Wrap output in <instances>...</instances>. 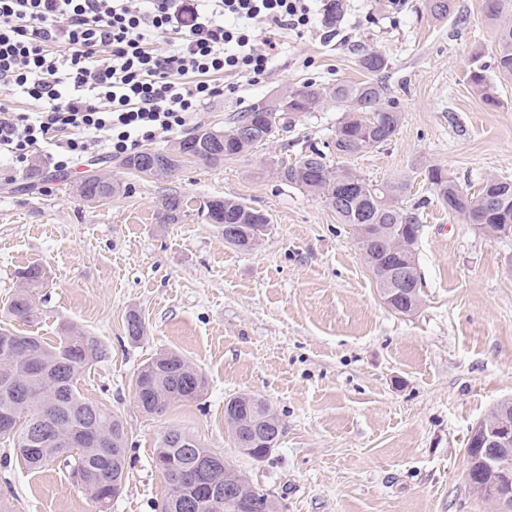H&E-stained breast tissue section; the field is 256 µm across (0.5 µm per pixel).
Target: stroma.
Segmentation results:
<instances>
[{"instance_id":"stroma-1","label":"stroma","mask_w":512,"mask_h":512,"mask_svg":"<svg viewBox=\"0 0 512 512\" xmlns=\"http://www.w3.org/2000/svg\"><path fill=\"white\" fill-rule=\"evenodd\" d=\"M450 3L438 20L427 0H405L397 12L387 0H346L341 37L276 33L282 50L270 71L233 78V90L205 101L189 124L221 130L272 94L362 81L360 55H384L379 80L402 120L391 141L348 165L379 183L411 180L406 203L423 225L415 314L384 304L352 227L324 199L273 174L276 161L331 141L342 118L333 103L244 157L186 159L170 177L127 170L102 147L67 173L41 154L25 170L0 157V328L52 342L74 326L106 349L79 389L126 427L128 476L111 512H159L168 485L153 453L174 426L223 454L278 512H496L468 483L466 443L512 400V236L449 214L420 172L443 166L473 193L488 177L512 180V79L493 78V108L469 87L470 59L491 55L496 31L483 0ZM95 175L126 193L85 202L77 187ZM169 195L184 209L161 224ZM211 197L268 216L255 246H230L223 225L203 220L199 205ZM32 265L47 278L33 292L35 320L23 323L7 308ZM133 313L145 325L137 340L126 329ZM163 351L193 364L207 390L149 417L132 378ZM240 393L265 398L284 423L265 460L243 454L224 420L225 402ZM0 495L15 512H95L62 463L29 471L1 442Z\"/></svg>"}]
</instances>
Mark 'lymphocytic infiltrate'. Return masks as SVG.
<instances>
[{
    "label": "lymphocytic infiltrate",
    "mask_w": 512,
    "mask_h": 512,
    "mask_svg": "<svg viewBox=\"0 0 512 512\" xmlns=\"http://www.w3.org/2000/svg\"><path fill=\"white\" fill-rule=\"evenodd\" d=\"M326 0H0V153L67 171L178 132L221 77L263 76L275 30L304 33ZM168 42L154 49L155 38Z\"/></svg>",
    "instance_id": "lymphocytic-infiltrate-1"
}]
</instances>
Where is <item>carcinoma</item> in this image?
Segmentation results:
<instances>
[{
  "label": "carcinoma",
  "mask_w": 512,
  "mask_h": 512,
  "mask_svg": "<svg viewBox=\"0 0 512 512\" xmlns=\"http://www.w3.org/2000/svg\"><path fill=\"white\" fill-rule=\"evenodd\" d=\"M512 0H484L486 17L496 27L497 48L494 68L499 75L512 78V21L507 18ZM388 59L376 52H365L359 66L368 79L353 84L322 86L306 84L288 91V116L271 120L267 102L255 104L230 128L222 131L195 130L177 142L169 151H143L127 156L122 165L148 176H168L178 169L186 152L209 163L226 160V154L241 157L256 144L268 141L280 131L292 127L297 118L331 101L343 112L336 126L331 144L336 157L349 160L367 149L378 147L395 135L401 112L393 103L383 102L385 88L375 76L388 68ZM466 81L489 107L499 105L488 76V65L482 53L476 52L466 71ZM246 123L258 133V138L240 142L235 137L240 125ZM276 177L324 199L336 212L340 223L352 227L374 224V235L359 242L363 259L376 279L381 298L392 310L412 315L417 312L414 295L393 301L384 289L389 272L401 264L402 250L394 245L411 247L415 276L418 273L416 247L420 236L421 217L417 208L403 205L411 183L406 178L381 184L366 180L360 174L341 164L332 165L327 154L317 147H308L292 163L275 167ZM424 180L448 213L463 217L469 224L512 225V181L489 178L477 193L465 190L448 170L430 165L424 170ZM83 198L97 197L104 201L120 191V185L98 176L84 180ZM183 211V200L168 196L162 204L159 220L174 223ZM199 211L207 223L224 225V240L242 250L251 248L262 229L269 224L266 214L231 198L204 201ZM25 288L14 294L8 313L16 320L31 322L36 317L32 289L41 286L45 273L39 266H31L20 273ZM106 350L96 340L72 327L48 344L39 336L21 334L0 328V415L16 418L12 429L0 432L1 439L11 441L17 457L30 470H38L56 461L62 455L73 466L84 471L82 488L96 504L112 502L118 487L127 474V434L122 419L102 404L93 402L78 388L81 375L93 364L106 359ZM23 376L32 401L15 397L5 384ZM206 379L188 360L172 351H164L142 364L133 379L134 400L146 414H160L170 404L197 401L204 394ZM236 416L233 438L237 445L250 439L248 426L263 422L270 430H283L280 418L268 401L253 394H240L227 400ZM61 411L70 417L68 427L78 435L71 448H64L58 436L45 439L33 448L29 429L40 422L48 411ZM95 413L103 425L102 434L88 431L85 415ZM210 449L193 434L177 427L164 432L154 459L169 463L162 474L169 485V494L162 512H236L245 502L256 500L265 505L264 512H276V504L265 490L241 478L243 489L225 498L210 501L201 511L196 506L206 496L207 484L224 485V467L216 465L208 474L201 475L198 460Z\"/></svg>",
  "instance_id": "obj_1"
}]
</instances>
